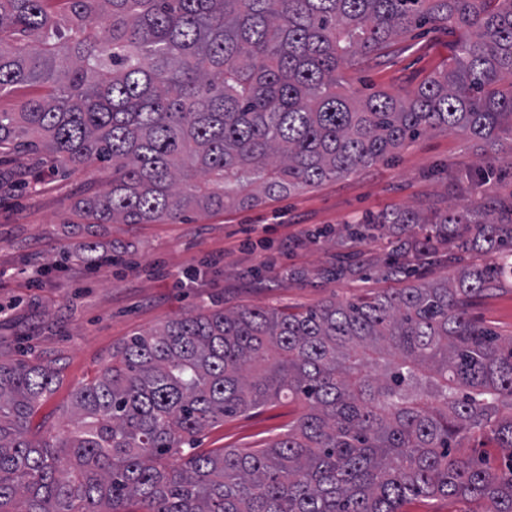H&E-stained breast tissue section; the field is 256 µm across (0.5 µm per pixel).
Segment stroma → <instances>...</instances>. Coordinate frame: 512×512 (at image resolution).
<instances>
[{
  "instance_id": "obj_1",
  "label": "stroma",
  "mask_w": 512,
  "mask_h": 512,
  "mask_svg": "<svg viewBox=\"0 0 512 512\" xmlns=\"http://www.w3.org/2000/svg\"><path fill=\"white\" fill-rule=\"evenodd\" d=\"M459 37L440 26L398 39L384 54L351 59L344 79L354 90L406 97L447 65ZM482 154L463 133L435 132L392 160L254 208L198 212L176 224H105L94 239L117 259L94 269L63 251L82 237L70 222L72 204L101 189L98 174L40 154L0 160V352L27 351L34 361L54 363L60 375L31 419V437L63 432L72 391L133 333L214 303L296 310L409 286V279L386 277L377 263L400 240L399 231L361 245L319 239L316 231L370 212L466 205L472 192L456 176ZM339 260L353 270L335 280L326 270ZM471 314L512 334V277L478 298ZM301 410L294 402L230 417L199 434L196 444L263 448Z\"/></svg>"
}]
</instances>
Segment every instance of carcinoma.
Returning a JSON list of instances; mask_svg holds the SVG:
<instances>
[{
  "label": "carcinoma",
  "instance_id": "cac0c4a2",
  "mask_svg": "<svg viewBox=\"0 0 512 512\" xmlns=\"http://www.w3.org/2000/svg\"><path fill=\"white\" fill-rule=\"evenodd\" d=\"M0 0V154L98 166L77 224L180 223L376 165L435 131L512 144V0ZM463 32L412 95L364 98L340 73L414 28ZM399 226L394 277L437 256L452 277L298 311L214 306L112 352L63 433L30 437L58 369L0 355V512H404L456 496L512 512V336L472 301L512 274V194L489 209L383 211L338 235ZM68 257L103 259L87 238ZM300 401L282 438L198 451L228 417ZM479 435L511 452L494 471ZM182 457L178 465L169 462Z\"/></svg>",
  "mask_w": 512,
  "mask_h": 512
}]
</instances>
